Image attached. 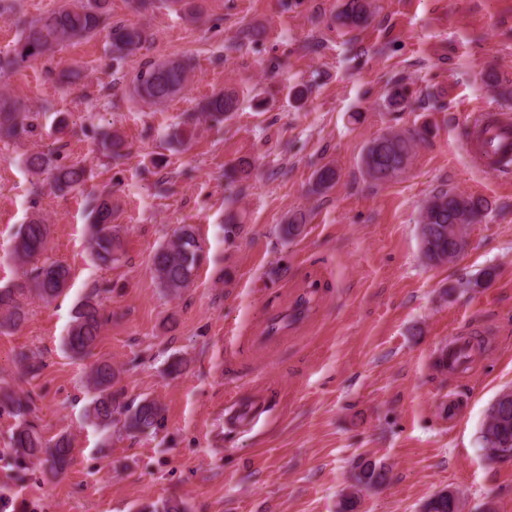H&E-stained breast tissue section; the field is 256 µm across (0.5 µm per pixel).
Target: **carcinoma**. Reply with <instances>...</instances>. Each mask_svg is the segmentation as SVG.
<instances>
[{"label": "carcinoma", "instance_id": "cac0c4a2", "mask_svg": "<svg viewBox=\"0 0 512 512\" xmlns=\"http://www.w3.org/2000/svg\"><path fill=\"white\" fill-rule=\"evenodd\" d=\"M109 0H75L24 24L13 48L0 55V73L17 70L34 62L64 42L90 39L109 29L112 60L121 61L130 56L142 43L143 31L124 24H109ZM371 15V0H345L336 15L337 24L349 31L365 25ZM189 65L178 58L144 64L134 80L137 97L153 103H163L176 96L189 77ZM411 94L409 88L397 82L387 94L388 105L401 109ZM206 118L222 122L238 110V98L232 91L212 94L203 107ZM33 133L20 103L9 95H0V141L19 140ZM426 130L414 133H387L372 139L362 155V165L369 179L385 183L404 171L417 142L424 139ZM101 148L121 156L123 138L115 132H105L100 138ZM26 165L32 171L49 167L54 170L57 189L64 193L81 190L89 178L87 169L79 164L51 166V160L42 153L27 156ZM336 169L325 165L315 172L319 188L329 189L336 184ZM488 210L487 202L473 195L453 189H440L423 203L420 221V241L425 259L436 266L457 261L460 250L468 247L466 230L476 224ZM87 224L90 257L94 265L110 267L124 255L122 228L112 223V196L92 199L88 204ZM304 215H295L281 225L286 240L300 237L305 231ZM49 237V226L38 217L18 226L11 249V260L25 264L43 254ZM203 254V245L194 228L182 226L174 237L158 246L151 257V270L159 287L177 293L188 287L196 274ZM69 267L57 261H44L33 269L32 275L20 282L0 287V331L17 329L25 320L24 300L34 294L53 299L68 288ZM104 322L98 293L90 292L75 306L73 323L64 337V346L75 357L87 355L96 344ZM17 361L28 376H37L42 365L35 356L24 351ZM116 372L112 364L101 362L91 369L87 378V418L103 428L120 426L130 434L156 435L165 427L164 407L154 399L142 398L129 404L120 393L112 391ZM0 408L14 420L11 435L15 460L44 458L52 473L65 472L72 462V448L64 436L46 440L30 420V401L20 395L5 392L0 395ZM478 441L495 458H512V402L492 404L483 423ZM388 478L387 468L370 459L357 465L354 484L350 485L336 505V512H356L363 491L383 484ZM139 512H186L182 502L165 500L142 507ZM427 512H458V500L452 492H439L427 503Z\"/></svg>", "mask_w": 512, "mask_h": 512}]
</instances>
